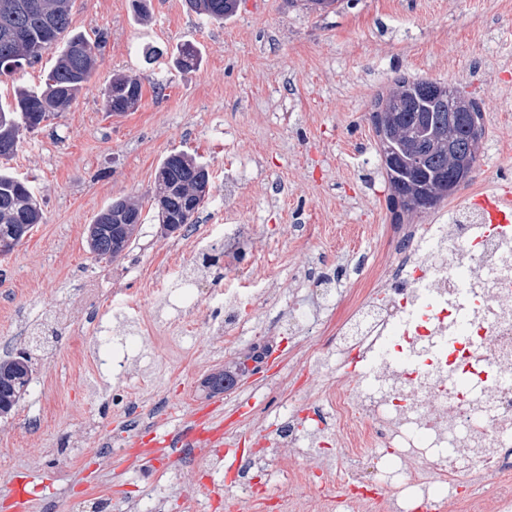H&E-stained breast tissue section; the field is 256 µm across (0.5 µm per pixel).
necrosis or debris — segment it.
<instances>
[{"label":"necrosis or debris","instance_id":"1","mask_svg":"<svg viewBox=\"0 0 512 512\" xmlns=\"http://www.w3.org/2000/svg\"><path fill=\"white\" fill-rule=\"evenodd\" d=\"M324 344L347 361L368 350L367 371H343L319 404L284 389L264 452L238 465L237 512H464L479 480L492 487L480 512H512V227L487 233L466 211L403 228ZM329 453L345 466L318 467ZM303 482L346 491L301 504L287 489Z\"/></svg>","mask_w":512,"mask_h":512}]
</instances>
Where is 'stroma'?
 <instances>
[{
	"mask_svg": "<svg viewBox=\"0 0 512 512\" xmlns=\"http://www.w3.org/2000/svg\"><path fill=\"white\" fill-rule=\"evenodd\" d=\"M71 19L73 32L104 37L95 78L0 161L33 180L44 214L0 255V359L30 353L34 384L0 416V512H18L11 483L24 474L41 483L28 512H92L102 496L125 512L156 483L166 512H181L198 487L191 456L176 474L132 461L113 395L150 410L145 437L198 410L245 436L270 425L324 325L345 309L343 297L325 308L320 289L368 279L371 263L392 259L403 225L450 223L451 206L512 188V0H339L327 13L304 0H239L221 23L182 0H153L145 22L130 0H74ZM185 44L198 52L188 70L175 65ZM119 72L140 81L142 99L113 114L101 89ZM400 77L448 84L482 110L471 180L420 213L392 209L372 118ZM174 151L194 154L212 178L193 224L166 234L151 204ZM125 197L146 206V220L119 257L98 259L88 226ZM231 224L250 232L243 256L206 266L223 256ZM218 274L240 326L232 349L224 307L208 294ZM292 306L313 314L294 335L281 324ZM129 338L124 377L95 366V350ZM258 345L257 373L202 394L206 376Z\"/></svg>",
	"mask_w": 512,
	"mask_h": 512,
	"instance_id": "35a3bbf8",
	"label": "stroma"
}]
</instances>
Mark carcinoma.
<instances>
[{"mask_svg":"<svg viewBox=\"0 0 512 512\" xmlns=\"http://www.w3.org/2000/svg\"><path fill=\"white\" fill-rule=\"evenodd\" d=\"M187 12L210 21L222 22L232 17L238 0H184ZM72 0H0V75L41 61L43 54L55 51L56 59L47 72L44 83L36 88L20 87L14 90L13 100L0 102V158L8 159L16 153L22 135L32 132L50 117L65 111L96 75L101 59V42L70 30ZM396 88L417 103H408L402 120L408 127L435 130L448 122V100L434 95L429 80L412 82L399 80ZM142 85L128 76L111 79L103 89L105 108L121 114L138 105ZM375 127L381 145L403 159L396 169L386 172L389 186L403 193L412 187L421 189L435 185L448 175V150L439 149L430 154L422 179L413 174L408 160L414 150L411 141L395 136L390 124L378 112ZM211 179L205 164L184 152L169 154L158 168V188L155 196L164 197V209L157 212L159 221L181 219L178 229L193 223V215H183L184 194L189 187H197ZM100 220L115 224L128 218L137 224L145 221L143 207L127 198L116 199L102 210ZM43 221L42 208L30 181L0 168V243L14 239L17 226L33 227ZM136 228L125 226L110 233L88 228L89 248L100 259H113L116 253L129 247ZM261 355H247L231 368L207 376L204 387L211 393L231 389L246 374L247 361L254 362ZM31 357L21 354L0 361V416H6L17 406L31 383Z\"/></svg>","mask_w":512,"mask_h":512,"instance_id":"carcinoma-1","label":"carcinoma"}]
</instances>
